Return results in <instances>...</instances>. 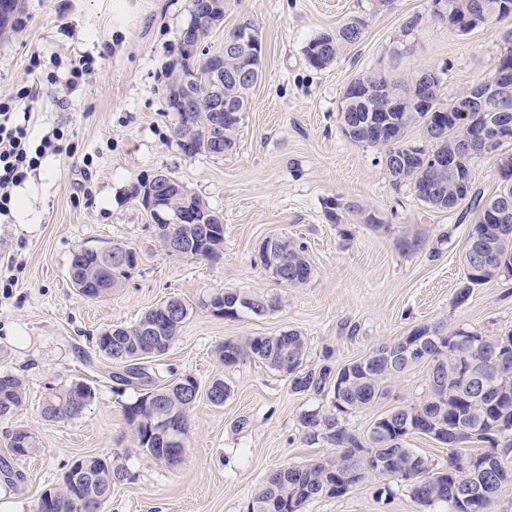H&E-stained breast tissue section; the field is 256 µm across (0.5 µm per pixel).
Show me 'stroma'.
<instances>
[{
    "label": "stroma",
    "instance_id": "stroma-1",
    "mask_svg": "<svg viewBox=\"0 0 512 512\" xmlns=\"http://www.w3.org/2000/svg\"><path fill=\"white\" fill-rule=\"evenodd\" d=\"M190 0H25L13 32L0 38V98L28 88L21 102L36 131L64 125L74 156L49 157L15 191L7 223H0V372L23 378L27 398L0 419V457L6 431H32L36 451L15 462L24 479L0 486V512H34L41 494L56 487L72 460L99 455L124 464L130 477L115 488L104 512H247L255 488L270 471L332 455L308 443L301 412L330 410L324 395L293 392L287 377L246 359L227 366L216 349L227 340L296 330L309 341V366L332 352L342 368L422 324L475 329L489 336L512 333V276L475 286L455 300L464 277L463 252L475 217L471 201L439 211L425 205L412 184L394 185L376 149L342 134L337 117L343 92L375 70L397 74L436 69L445 99L490 76L512 19L458 32L433 19L429 0H224V23L208 44L251 20L262 35L263 74L241 115L235 148L224 157L184 156L171 135L162 88ZM423 20L403 35L406 20ZM365 22L361 42L328 69H311L303 53L324 32L351 18ZM42 66L30 70L31 56ZM86 55L93 70L76 90L64 84L70 60ZM56 82H49L48 74ZM91 168H84V157ZM165 171L224 216V248L216 259L168 255L138 200L137 179ZM355 201L378 218L337 224L331 201ZM272 235L302 242L310 280L279 284L257 258ZM419 237L416 250L402 239ZM123 243L139 265L122 288L91 300L70 284L75 248ZM235 289L278 298L262 316L218 317L204 308L212 293ZM171 297L194 312L161 357L158 381L185 375L200 386L224 379L231 396L217 407L199 399L190 413L187 452L169 468L133 452L125 406L139 390L113 382L111 365L89 367L99 331L134 322ZM82 381L95 393L81 417L41 420L46 396ZM428 392L427 368L391 382L389 394L349 419L366 434L395 406ZM378 483L339 498L309 502L305 512H444L423 508L401 486L388 494Z\"/></svg>",
    "mask_w": 512,
    "mask_h": 512
}]
</instances>
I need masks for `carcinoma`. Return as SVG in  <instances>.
Instances as JSON below:
<instances>
[{"mask_svg": "<svg viewBox=\"0 0 512 512\" xmlns=\"http://www.w3.org/2000/svg\"><path fill=\"white\" fill-rule=\"evenodd\" d=\"M448 25L454 27L462 18L477 11L487 15V23L507 17L500 3L503 0H447ZM360 19L353 18L336 33H323L309 41L304 49L309 66L324 70L333 64L348 48L359 43L364 30L356 28ZM213 26H198L197 37L202 51L194 60L198 78L207 73L213 49L207 47V39ZM245 54L240 49L224 48V97L237 102L238 111L224 114V142L218 147L211 133L213 113L206 98L198 100L184 119L173 123L172 133L176 139L189 137L192 148L187 157L209 155L220 158L236 146L239 112L248 103L253 84L237 83L231 79L234 72L243 66ZM370 83L381 87V94L348 97L343 109L338 111V122L343 136L355 144L366 145L379 151L382 163L395 184L414 182L417 176L428 180L438 188L439 195L420 197L427 206L451 211L465 200L473 187V160L485 154L501 150L502 144L478 141L475 150L462 153L458 150L459 138L469 130H477L493 122V112H467L465 91L454 100H442L440 104L454 109L446 118L445 127L434 132L437 124L436 112H416L413 118L398 122L396 112H381V100L410 98L419 92L416 77L402 79L389 71H375L364 75ZM388 124V130L397 137L389 147H382L369 136L368 126ZM418 130L423 144H412L409 133ZM410 148L418 154L415 168H395L393 153ZM448 158V165L436 166L439 158ZM204 201L184 186L166 190V209L170 223L168 231L160 232L157 238L165 248L169 237L182 239L186 257L212 258L224 248V225H212L213 234L204 246H199L197 225L184 223V215ZM359 216L366 224H376L375 215L366 212L363 206L354 203H332L329 218L334 223ZM273 256L281 258L289 287L305 284L312 275V268L305 255L304 246L286 237L273 236ZM465 278L456 292V301L464 302L474 286L487 283L499 276L512 275V215L502 224L470 225L464 253ZM130 267L112 259L105 263L97 261L95 254L85 248H76L71 253L68 276L76 290L88 299L104 298L112 290L122 287L129 277ZM224 306L235 309L233 317L243 310L263 315L278 307L279 299L263 295L246 296L237 290H224L211 295ZM177 315L167 319L153 307L129 325L104 330L96 337L95 348L99 355L112 361L113 367L122 375L110 372L113 379H123V384L137 388L147 387L134 402L125 406L128 424L133 427L135 451L156 462L170 465L173 455L180 448L172 446L153 433H148V423L140 419L145 413V403L157 399L161 403L162 415L183 424L189 432V414L196 399L185 395V386L199 388L191 376H183L165 386H157L155 371L149 360L164 355L178 338L184 324L194 308L181 299H175ZM416 332L432 333L436 343L426 350L423 363L429 371L441 369L447 373L446 392L438 391L434 380H429L427 396L416 404L397 406L376 419L367 434L361 435L348 424V417L362 412L388 393V383L414 369L417 364L395 368L388 362L387 354L393 343L379 346L369 355L353 362L346 386L336 390L337 373L327 364L332 353L324 355L326 363L317 368L306 367L309 342L295 330L277 336H250L243 341H226L218 348L219 358L232 366L242 359L258 360L270 369L288 377L291 388L299 394L322 395L331 393L332 412L318 409L307 410L299 416V425L304 438L312 443H323L336 449V453L302 465H283L267 475L254 491L247 512H302L305 504L319 498H336L347 494L346 485L352 472H358L356 483L371 480H390L406 487L411 498L421 506L441 504L446 512H469L461 501V488L478 487L485 491L483 512L491 508L505 488L498 477L507 473L498 456L499 441L512 446V334L483 336L478 344L458 345L455 338L464 335V329H448L442 323L423 324L414 328ZM497 361L499 368L487 371L483 377V393L474 398L463 389V374L467 368L482 362ZM82 390L88 398L84 406L90 405L94 391L88 384L72 383L42 403L41 417L47 422H65L82 415L73 401L75 389ZM25 398L22 379L13 373H0V401L6 400L10 407H0V417H8L19 408ZM413 434L430 436L448 447L446 465L436 467L426 458L407 447V439ZM481 442L484 447L473 453L460 451V444ZM36 449L34 434L18 429L9 434L10 457H0V475L6 483L13 485L23 480V475L14 469L12 461L32 454ZM129 476L122 464L100 456H81L75 459L64 473L60 485L41 495L36 512H102L120 485V480Z\"/></svg>", "mask_w": 512, "mask_h": 512, "instance_id": "carcinoma-1", "label": "carcinoma"}]
</instances>
